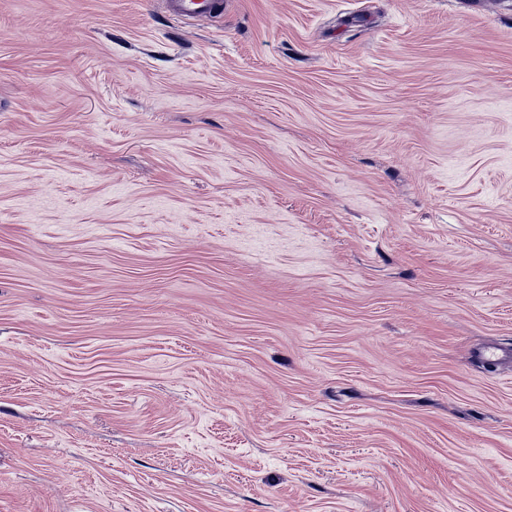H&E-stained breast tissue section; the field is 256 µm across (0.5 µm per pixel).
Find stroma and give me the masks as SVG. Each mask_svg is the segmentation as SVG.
Returning <instances> with one entry per match:
<instances>
[{"label": "stroma", "instance_id": "stroma-1", "mask_svg": "<svg viewBox=\"0 0 512 512\" xmlns=\"http://www.w3.org/2000/svg\"><path fill=\"white\" fill-rule=\"evenodd\" d=\"M0 512H512V0H0ZM167 12L176 18L199 22L213 21L224 14L228 1L223 0H165Z\"/></svg>", "mask_w": 512, "mask_h": 512}]
</instances>
